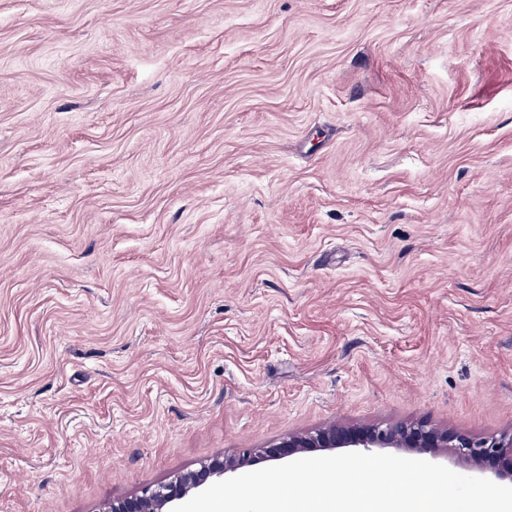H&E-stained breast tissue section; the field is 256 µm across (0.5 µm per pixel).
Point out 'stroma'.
I'll list each match as a JSON object with an SVG mask.
<instances>
[{
    "mask_svg": "<svg viewBox=\"0 0 512 512\" xmlns=\"http://www.w3.org/2000/svg\"><path fill=\"white\" fill-rule=\"evenodd\" d=\"M411 422L512 434V0H0V512Z\"/></svg>",
    "mask_w": 512,
    "mask_h": 512,
    "instance_id": "1",
    "label": "stroma"
}]
</instances>
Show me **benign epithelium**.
Segmentation results:
<instances>
[{
    "mask_svg": "<svg viewBox=\"0 0 512 512\" xmlns=\"http://www.w3.org/2000/svg\"><path fill=\"white\" fill-rule=\"evenodd\" d=\"M339 448L411 449L433 455L448 454L459 462L478 468H495L500 477L512 478V438L476 440L462 433H450L425 423L325 428L290 434L269 448H245L231 456H218L197 471L174 477L157 487L114 499L102 512H171L175 505L204 486L261 460H279L314 450Z\"/></svg>",
    "mask_w": 512,
    "mask_h": 512,
    "instance_id": "7a95c632",
    "label": "benign epithelium"
}]
</instances>
